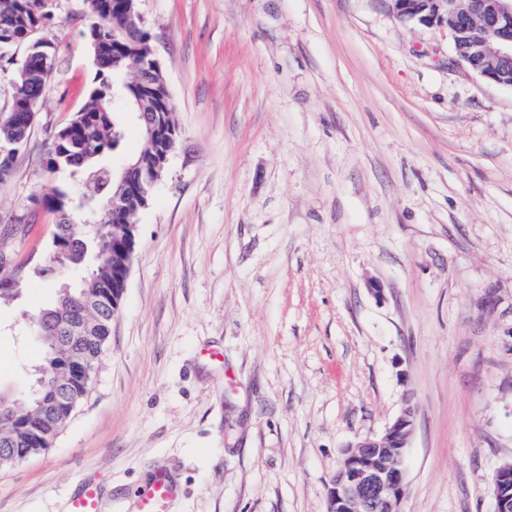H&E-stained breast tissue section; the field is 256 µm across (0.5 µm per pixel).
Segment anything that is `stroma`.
I'll return each instance as SVG.
<instances>
[{"label":"stroma","mask_w":512,"mask_h":512,"mask_svg":"<svg viewBox=\"0 0 512 512\" xmlns=\"http://www.w3.org/2000/svg\"><path fill=\"white\" fill-rule=\"evenodd\" d=\"M180 139L91 390L51 448L0 469V512H63L80 479L132 512L155 473L173 512H326L348 446L404 403L403 512H494L512 461V88L388 0H137ZM57 44L0 179L23 263L0 306V390L39 361L50 307L53 131L96 70L87 0H47ZM27 224L29 234L16 233ZM495 512L512 511V461L505 462L496 470L492 479Z\"/></svg>","instance_id":"obj_1"}]
</instances>
